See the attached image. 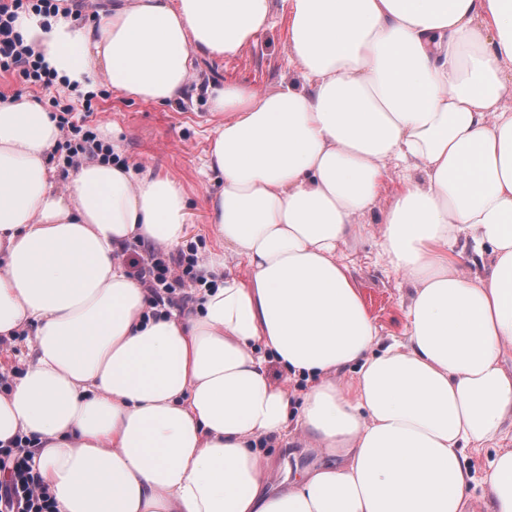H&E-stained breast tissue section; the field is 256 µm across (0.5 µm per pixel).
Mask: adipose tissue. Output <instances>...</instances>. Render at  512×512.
<instances>
[{
    "mask_svg": "<svg viewBox=\"0 0 512 512\" xmlns=\"http://www.w3.org/2000/svg\"><path fill=\"white\" fill-rule=\"evenodd\" d=\"M99 2L90 26L15 23L64 88L177 101L278 12L304 83L206 87L224 249L188 314L154 313L117 255L183 246L185 187L96 159L58 193L56 121L0 102V338L33 330L35 351L0 391V444L30 439L55 512H467L462 451L490 446L489 512H512V0ZM392 161L379 245L413 292L386 344L339 248ZM292 434L326 461L277 484L259 444Z\"/></svg>",
    "mask_w": 512,
    "mask_h": 512,
    "instance_id": "1",
    "label": "adipose tissue"
}]
</instances>
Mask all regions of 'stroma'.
<instances>
[{"label":"stroma","mask_w":512,"mask_h":512,"mask_svg":"<svg viewBox=\"0 0 512 512\" xmlns=\"http://www.w3.org/2000/svg\"><path fill=\"white\" fill-rule=\"evenodd\" d=\"M199 81L183 101L156 105L131 101L105 92L103 80H96L102 98L93 102L89 119L94 132L104 141L120 135L118 152L122 160L147 163L179 180L190 195L187 243L195 245L198 256L219 250L220 243L209 223V202L220 188L216 173L205 169L208 139L218 120L208 108L204 87L208 82L247 81L260 89L299 82L298 73L288 66L286 22L275 16L273 24L258 40L234 59L200 58ZM365 306L385 340H402L407 335L406 305L411 289L401 276L389 270L380 253L375 234L350 242L342 252ZM278 479L299 476L321 463L313 449L300 442L268 448Z\"/></svg>","instance_id":"1"}]
</instances>
